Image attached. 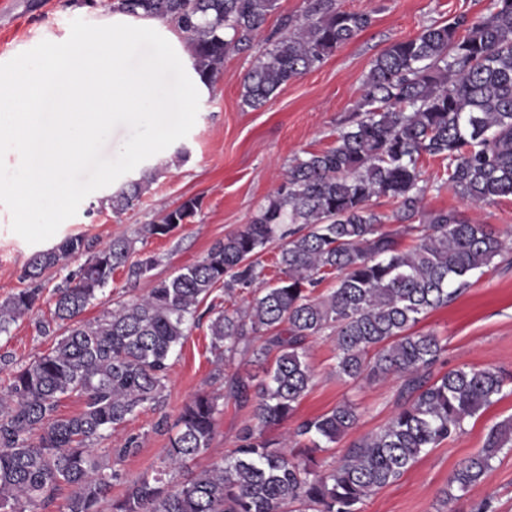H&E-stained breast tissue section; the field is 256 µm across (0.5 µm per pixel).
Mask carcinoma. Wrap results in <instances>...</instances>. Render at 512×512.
I'll list each match as a JSON object with an SVG mask.
<instances>
[{"mask_svg":"<svg viewBox=\"0 0 512 512\" xmlns=\"http://www.w3.org/2000/svg\"><path fill=\"white\" fill-rule=\"evenodd\" d=\"M278 0H117L114 8L175 25L196 73L210 85L224 57L244 51L277 9ZM372 24L369 12L336 8V0H305L280 19L243 82L242 101L266 104L288 82L318 68ZM360 117L336 145L306 152L288 164L282 183L250 223L216 241L198 262L156 281L92 321L88 306L126 271L137 281L155 265L131 260L133 242L114 238L90 251L72 235L35 253L25 278L36 281L70 258L88 254L78 271L52 289L53 318L66 334L34 360L17 366L0 355L9 383L0 390V512L47 509L62 486L71 489L58 512H102L121 474L96 455V445L146 407L159 405L169 360L198 324L197 312L218 289L242 307H210L212 348L254 368L229 379L228 392L195 394L169 437L167 468L181 471L209 448L219 398L252 404L255 424L239 444L182 482L159 470L131 481L112 512H360L376 490L398 481L419 458L462 430L502 394L497 369L461 367L439 377L433 368L444 345L410 329L429 311L472 286L495 260L512 253V232L439 211L426 224L422 166L438 159L448 190L480 209L512 197V0H490L485 12L460 14L390 44L363 82ZM159 172L144 170L99 205L119 216L134 209ZM397 202L386 230L373 201ZM200 208L189 198L143 227V237L170 234ZM412 244L402 245V237ZM278 249L272 284L255 256ZM335 286L317 287L328 276ZM41 289L20 290L0 302V334L33 315ZM332 338L333 373L344 381H401L392 416L378 432L346 449L330 469L314 453L352 429L359 407L344 400L297 424L281 440L265 431L291 418L312 385L309 342ZM83 399L75 415L59 414L66 397ZM512 448V417L491 426L481 450L448 479L465 493ZM127 438L107 453L136 456Z\"/></svg>","mask_w":512,"mask_h":512,"instance_id":"cac0c4a2","label":"carcinoma"}]
</instances>
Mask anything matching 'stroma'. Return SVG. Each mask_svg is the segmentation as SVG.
<instances>
[{
	"mask_svg": "<svg viewBox=\"0 0 512 512\" xmlns=\"http://www.w3.org/2000/svg\"><path fill=\"white\" fill-rule=\"evenodd\" d=\"M110 0H11L0 9V60L17 56L41 41L62 38L70 23L80 18L95 23ZM489 0H336L338 8L371 12V25L336 50L317 69L290 81L266 105L244 106L241 99L245 75L265 48L257 39L253 48L232 53L224 59V77L201 96L196 122L188 136L154 155L162 172L150 185L140 204L123 215L95 207L93 197L82 201L77 214L64 221L55 234L63 239L80 234L94 247H103L113 237L126 236L134 242L135 258L153 257L155 266L147 277L128 282L124 270H116L112 282L84 313L92 320L132 294L147 293L154 282L175 274L201 260L213 243L228 232L250 222L267 196L281 182L289 162L304 152L334 146L341 130L356 115L361 89L371 61L391 43L410 38L424 27L465 13L478 15ZM187 158L175 162L177 150ZM443 170L438 160L423 163L422 177L429 184L423 213L453 210L463 218L491 224L501 230L512 228V197L480 210L468 207L460 197L441 186ZM199 198L201 207L191 222L166 237L142 239V225L156 222L166 210L189 198ZM37 245L27 243L11 229V213L0 205V301L24 288L22 273ZM74 257L44 276L45 296L34 317L12 325L0 335V355L25 363L46 352L53 336L65 333L54 325L53 336L39 333L36 323L51 317L48 296L57 284L82 264ZM208 319H201L171 360L161 403L113 430L104 440L117 447L129 435L140 436L143 446L137 456L117 463L122 475L113 483L109 499L121 497L130 481L158 468L168 445L154 424L160 416L176 421L182 405L196 392L223 393V380L243 372L240 362H219L211 347ZM415 332L438 336L446 350L435 367L436 374L468 366L501 368L512 372V254L489 269L454 302L439 307L414 327ZM336 351L326 338L311 342L307 361L314 373L313 384L293 420L268 429L279 439L292 432L296 422L321 415L343 400L359 407L356 427L344 434L329 450L318 453L322 466H329L354 441L379 431L395 410L398 381L356 385L336 378L332 371ZM512 415V391L476 417L467 419L462 432L431 449L395 483L365 500L361 512H473L481 500H491L496 512H512V451H503L485 479L465 495L445 497L448 478L457 463L482 448L488 429ZM251 419L250 408L234 403L222 405L207 453L189 465L190 470L208 466L231 451Z\"/></svg>",
	"mask_w": 512,
	"mask_h": 512,
	"instance_id": "1",
	"label": "stroma"
}]
</instances>
